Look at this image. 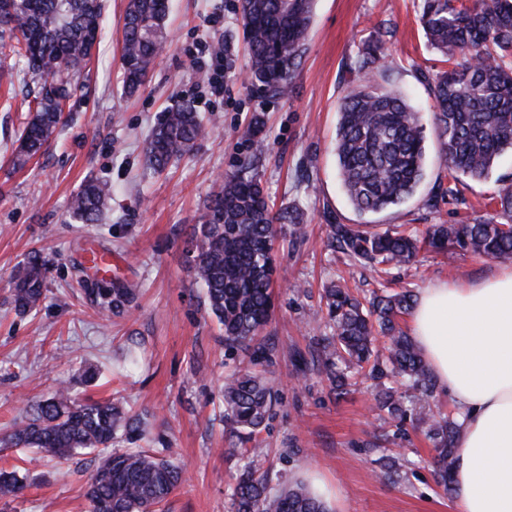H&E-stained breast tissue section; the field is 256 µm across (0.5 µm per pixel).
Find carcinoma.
Wrapping results in <instances>:
<instances>
[{
    "label": "carcinoma",
    "instance_id": "1",
    "mask_svg": "<svg viewBox=\"0 0 512 512\" xmlns=\"http://www.w3.org/2000/svg\"><path fill=\"white\" fill-rule=\"evenodd\" d=\"M314 0H239L238 12L248 47L247 78L253 85L287 97L306 51ZM168 0H129L122 43L124 90L137 91L154 70L165 47ZM103 0H0V48L9 47L14 64L0 65L10 78L23 74L33 95L34 115L17 138L14 163L25 165L47 147L62 122L65 106L91 62L99 42ZM418 23L426 48L448 63L427 81L435 109L448 187L433 200L464 203V180L489 176L499 157L512 151V0H421ZM384 34L365 39L350 61L359 79L341 97L335 155L341 186L359 214L380 212L413 196L424 177L425 145L417 113L402 94L376 84L373 73L386 55ZM206 133L188 100L162 113L146 145L147 167L163 170L190 153ZM111 197L108 185L87 180L73 196L69 215L82 224L99 222ZM492 211L455 224H433L424 240L436 251L449 247L491 259L512 258V182L490 198ZM293 205L274 211L255 174H227L204 206L189 270L206 290L213 314L224 330L229 353L249 354L255 370L224 379V418L245 443L264 429L273 396L256 366L270 360L272 348L257 343L273 307L274 241L286 224H299ZM416 236L363 224L330 225V245L355 261L392 266L411 261ZM49 259L45 249L30 252L18 267L11 303L18 314L37 311L46 298ZM99 312L124 314L138 289L120 279L95 282ZM332 335L322 338L327 379L337 391L336 359L360 368L376 388L379 410L398 421L406 415L404 397L386 386L390 376L406 378L429 396L431 376L421 352L398 319L409 312L413 294L374 296L363 304L346 289H325ZM420 421L434 441L439 484L451 491L450 476L460 425L421 406ZM153 442L151 423L119 402L82 401L62 385L37 401L0 437L1 448L34 449L58 459L90 455L96 461L85 490L88 512H159L185 480L171 443L137 453L120 452L124 443ZM28 476L0 469V499L17 497ZM235 512H329L306 485L295 482L272 493L257 461L238 471L231 495Z\"/></svg>",
    "mask_w": 512,
    "mask_h": 512
}]
</instances>
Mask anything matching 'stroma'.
I'll return each instance as SVG.
<instances>
[{"mask_svg": "<svg viewBox=\"0 0 512 512\" xmlns=\"http://www.w3.org/2000/svg\"><path fill=\"white\" fill-rule=\"evenodd\" d=\"M127 0H105L99 47L82 88L70 98L46 151L25 168L13 165V141L33 107L17 89L11 110L0 109V435L25 401L38 400L60 383L81 400H125L155 418L188 469L170 497L168 512H231V488L242 461L228 448L229 430L219 391L226 376L248 367L244 354L226 355L224 337L187 256L203 205L222 175L256 160V172L274 206L303 214L297 233L274 248V311L259 339L274 351L264 370L275 404L266 429L249 443L271 489L301 481L322 493L332 512H454L453 498L437 486L434 445L418 421L420 398L401 422L381 420L369 381L347 369L346 392L336 395L320 356L330 335L322 309L326 285L345 281L359 296L383 288L420 292L437 280L469 281L499 262L451 249L421 250L412 262L384 272L350 261L328 245L330 224L403 227L419 233L452 224L512 180V153L489 177L467 182L465 204L431 205L434 186L447 182L425 75L446 70L427 50L417 22L418 0H315L307 51L290 97L277 98L242 77L211 97L203 76L216 43L232 40L237 69L248 49L238 21V0H169L167 48L145 85L125 94L121 46ZM214 15L222 29L208 26ZM391 29L381 62L383 86L394 87L419 112L424 127L426 175L412 198L377 214L358 215L342 191L334 143L340 97L350 81L347 63L360 40ZM190 99L208 133L194 150L165 170L147 168L144 148L157 119L174 101ZM261 122L265 151L255 156L246 129ZM91 178L107 181L112 196L96 224L70 221L71 197ZM120 256L118 275L138 285L139 297L122 316L104 319L93 295L73 296L75 269L86 247ZM46 248L50 269L38 312L20 316L10 305L11 274L30 251ZM139 362L125 368L127 350ZM98 369L95 381L80 376ZM404 460L385 478L378 460ZM29 476L5 512H87L89 457L59 460L34 451L0 450V467Z\"/></svg>", "mask_w": 512, "mask_h": 512, "instance_id": "obj_1", "label": "stroma"}]
</instances>
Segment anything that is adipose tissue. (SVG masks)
Returning <instances> with one entry per match:
<instances>
[{
  "label": "adipose tissue",
  "instance_id": "1",
  "mask_svg": "<svg viewBox=\"0 0 512 512\" xmlns=\"http://www.w3.org/2000/svg\"><path fill=\"white\" fill-rule=\"evenodd\" d=\"M409 331L461 414L455 512H512V265L423 288Z\"/></svg>",
  "mask_w": 512,
  "mask_h": 512
}]
</instances>
